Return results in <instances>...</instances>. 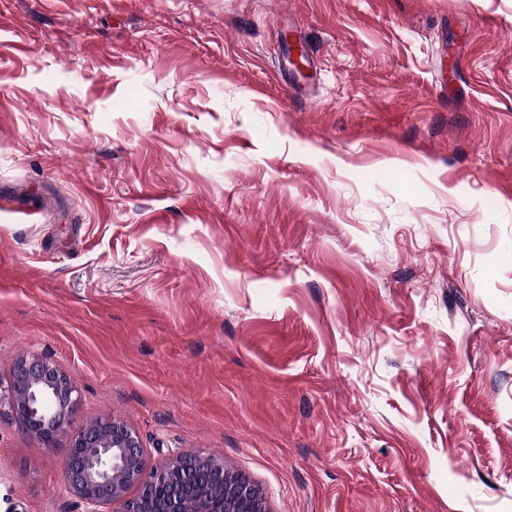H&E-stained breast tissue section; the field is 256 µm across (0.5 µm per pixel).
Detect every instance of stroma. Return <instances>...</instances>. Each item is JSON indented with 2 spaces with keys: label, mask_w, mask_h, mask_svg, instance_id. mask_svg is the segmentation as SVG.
<instances>
[{
  "label": "stroma",
  "mask_w": 512,
  "mask_h": 512,
  "mask_svg": "<svg viewBox=\"0 0 512 512\" xmlns=\"http://www.w3.org/2000/svg\"><path fill=\"white\" fill-rule=\"evenodd\" d=\"M28 351L271 512H512V0H0ZM67 447L1 416L0 512Z\"/></svg>",
  "instance_id": "obj_1"
}]
</instances>
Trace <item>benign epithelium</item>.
<instances>
[{"instance_id":"1","label":"benign epithelium","mask_w":512,"mask_h":512,"mask_svg":"<svg viewBox=\"0 0 512 512\" xmlns=\"http://www.w3.org/2000/svg\"><path fill=\"white\" fill-rule=\"evenodd\" d=\"M79 405L75 381L48 357L23 354L0 377V415L8 413L42 448L69 434L66 487L82 512L114 504L118 512H270L259 486L210 453L170 450L165 463L149 468L138 434L117 417L68 433Z\"/></svg>"}]
</instances>
